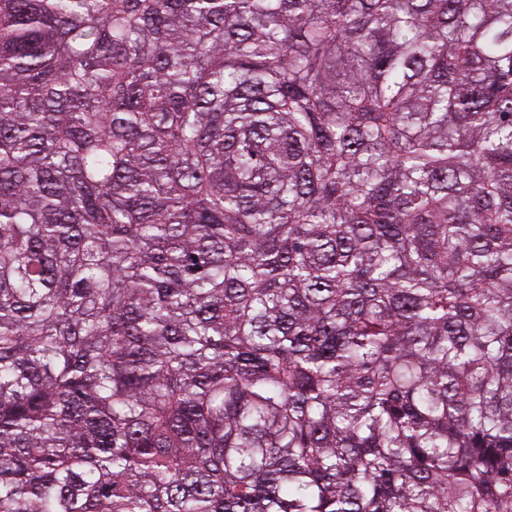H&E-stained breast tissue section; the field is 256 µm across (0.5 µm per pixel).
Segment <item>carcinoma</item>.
I'll list each match as a JSON object with an SVG mask.
<instances>
[{"mask_svg": "<svg viewBox=\"0 0 512 512\" xmlns=\"http://www.w3.org/2000/svg\"><path fill=\"white\" fill-rule=\"evenodd\" d=\"M0 512H512V0H0Z\"/></svg>", "mask_w": 512, "mask_h": 512, "instance_id": "cac0c4a2", "label": "carcinoma"}]
</instances>
